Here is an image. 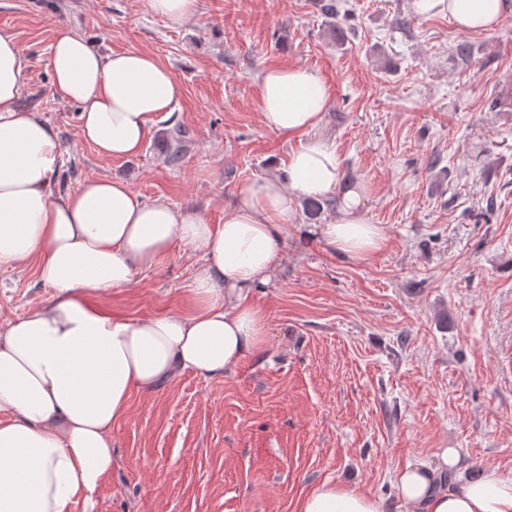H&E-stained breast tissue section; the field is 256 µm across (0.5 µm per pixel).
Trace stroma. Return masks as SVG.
I'll use <instances>...</instances> for the list:
<instances>
[{
  "instance_id": "obj_1",
  "label": "stroma",
  "mask_w": 512,
  "mask_h": 512,
  "mask_svg": "<svg viewBox=\"0 0 512 512\" xmlns=\"http://www.w3.org/2000/svg\"><path fill=\"white\" fill-rule=\"evenodd\" d=\"M347 7L339 46L317 0H197L180 26L146 0H0V33L27 66L20 103L63 150L59 190L118 178L223 223L239 186L299 145L264 125L259 75L302 65L326 84L324 133L386 238L353 262L300 237L296 212L279 268L251 293L268 319L265 350L221 378L184 371L132 393L112 426V473L93 507L73 512H296L326 481L407 512L399 471L444 448L468 472L512 477V15L463 32L413 0ZM64 32L169 67L173 114L191 137L180 166L167 163L160 119L130 159L82 141L80 108L55 93L49 66ZM458 39L469 64L449 50ZM198 264L175 246L90 301L125 318L191 313ZM50 294L34 264L0 269L1 320Z\"/></svg>"
}]
</instances>
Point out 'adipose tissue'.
<instances>
[{
    "label": "adipose tissue",
    "instance_id": "obj_1",
    "mask_svg": "<svg viewBox=\"0 0 512 512\" xmlns=\"http://www.w3.org/2000/svg\"><path fill=\"white\" fill-rule=\"evenodd\" d=\"M462 31L493 30L512 0H415ZM50 66L58 94L77 103L81 139L107 158L141 153L159 114L177 96L169 69L150 53L104 54L62 34ZM266 127L299 138L266 177L242 185L208 223L198 210L143 198L123 180L96 177L60 192L62 149L52 127L20 106L25 65L11 35L0 34V268L33 260L45 305L0 321V512H71L92 500L112 473V424L132 392L151 393L182 371L217 378L266 346L267 324L250 294L266 284L288 246V221L301 200L336 208L313 234L339 255L368 260L385 244L365 215L363 187L342 176L336 148L321 133L329 96L303 66L260 77ZM198 254L195 313L112 317L93 293L129 286L160 265L175 244ZM457 449L438 463L417 461L399 474L414 512H512V478L488 469L462 473ZM454 485H442L445 472ZM298 512H384L383 504L325 482Z\"/></svg>",
    "mask_w": 512,
    "mask_h": 512
}]
</instances>
